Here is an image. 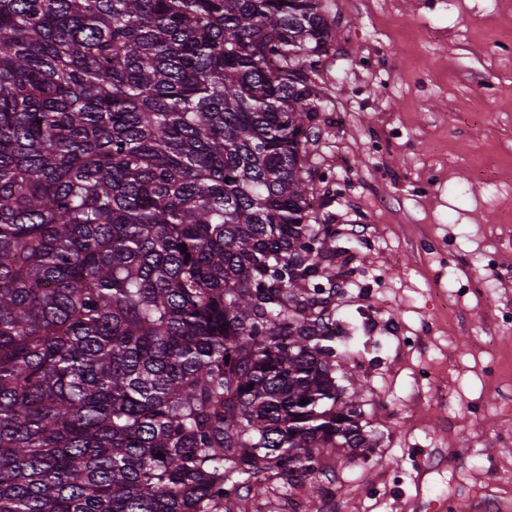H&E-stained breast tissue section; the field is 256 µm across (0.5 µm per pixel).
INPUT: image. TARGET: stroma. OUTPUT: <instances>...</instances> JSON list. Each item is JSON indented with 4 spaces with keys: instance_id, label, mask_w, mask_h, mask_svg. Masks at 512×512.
Returning <instances> with one entry per match:
<instances>
[{
    "instance_id": "stroma-1",
    "label": "stroma",
    "mask_w": 512,
    "mask_h": 512,
    "mask_svg": "<svg viewBox=\"0 0 512 512\" xmlns=\"http://www.w3.org/2000/svg\"><path fill=\"white\" fill-rule=\"evenodd\" d=\"M336 24L308 164L351 273L332 307L372 448L333 493L248 512H442L512 499V7L322 0ZM497 361L499 374L487 366ZM431 379H423V372Z\"/></svg>"
}]
</instances>
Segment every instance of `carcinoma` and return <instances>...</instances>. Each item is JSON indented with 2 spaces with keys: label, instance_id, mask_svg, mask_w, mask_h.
<instances>
[{
  "label": "carcinoma",
  "instance_id": "carcinoma-1",
  "mask_svg": "<svg viewBox=\"0 0 512 512\" xmlns=\"http://www.w3.org/2000/svg\"><path fill=\"white\" fill-rule=\"evenodd\" d=\"M332 41L321 0H0V512H237L368 447L310 223Z\"/></svg>",
  "mask_w": 512,
  "mask_h": 512
}]
</instances>
